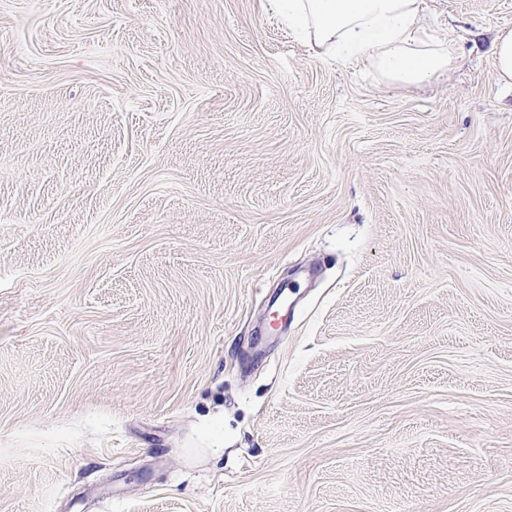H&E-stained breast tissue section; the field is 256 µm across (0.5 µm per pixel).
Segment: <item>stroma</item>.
I'll list each match as a JSON object with an SVG mask.
<instances>
[{
	"mask_svg": "<svg viewBox=\"0 0 512 512\" xmlns=\"http://www.w3.org/2000/svg\"><path fill=\"white\" fill-rule=\"evenodd\" d=\"M421 11L395 84L267 0H0V512H512V0ZM493 55L499 76L504 82H512V32H503L496 36Z\"/></svg>",
	"mask_w": 512,
	"mask_h": 512,
	"instance_id": "35a3bbf8",
	"label": "stroma"
}]
</instances>
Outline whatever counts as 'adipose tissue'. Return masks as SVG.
<instances>
[{"label": "adipose tissue", "instance_id": "ef3b65f1", "mask_svg": "<svg viewBox=\"0 0 512 512\" xmlns=\"http://www.w3.org/2000/svg\"><path fill=\"white\" fill-rule=\"evenodd\" d=\"M288 29L316 54L337 62H373L390 82L413 84L448 68L446 42L422 36L419 0H268Z\"/></svg>", "mask_w": 512, "mask_h": 512}]
</instances>
